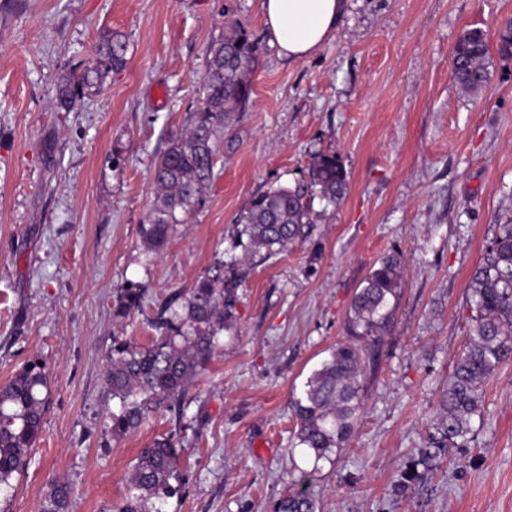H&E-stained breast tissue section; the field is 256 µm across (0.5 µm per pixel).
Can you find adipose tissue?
<instances>
[{"mask_svg":"<svg viewBox=\"0 0 512 512\" xmlns=\"http://www.w3.org/2000/svg\"><path fill=\"white\" fill-rule=\"evenodd\" d=\"M346 4L347 0H261L269 44L291 63L315 55L335 38Z\"/></svg>","mask_w":512,"mask_h":512,"instance_id":"ef3b65f1","label":"adipose tissue"}]
</instances>
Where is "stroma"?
<instances>
[{
	"instance_id": "obj_1",
	"label": "stroma",
	"mask_w": 512,
	"mask_h": 512,
	"mask_svg": "<svg viewBox=\"0 0 512 512\" xmlns=\"http://www.w3.org/2000/svg\"><path fill=\"white\" fill-rule=\"evenodd\" d=\"M512 0H348L335 39L289 64L268 43L260 0H0V385L29 360L49 382L43 430L0 512H42L53 480L69 512H102L155 439L183 438L163 512H276L294 468L313 474L317 512H512V362L485 384L463 445H437L439 393L473 312L469 283L497 225L512 220V58L494 57L479 97L453 80L469 27L497 38ZM259 44L236 148L163 250L141 226L155 155L179 129L224 23ZM123 32L125 67L64 112L62 78ZM333 152L349 189L314 201L310 237L270 259L232 248L251 198L308 181ZM404 280L391 332L365 357L364 411L344 448L296 447L291 390L348 341L354 294L383 257ZM241 285L231 330L181 410L116 439L107 382L113 339L147 344L151 317L216 261ZM143 288L120 320L118 289ZM422 481L402 486L410 465Z\"/></svg>"
}]
</instances>
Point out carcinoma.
<instances>
[{
  "instance_id": "carcinoma-1",
  "label": "carcinoma",
  "mask_w": 512,
  "mask_h": 512,
  "mask_svg": "<svg viewBox=\"0 0 512 512\" xmlns=\"http://www.w3.org/2000/svg\"><path fill=\"white\" fill-rule=\"evenodd\" d=\"M128 43L119 31L107 30L98 40L93 61L76 77L61 80L56 95L59 109L69 112L84 98L101 92L111 74L126 65ZM257 43L244 26L225 22L224 37L207 48V70L195 108L184 128L172 135L155 158L156 188L148 223L141 236L147 249L159 250L173 225L183 223L210 187L217 157L224 154V127L234 112L251 101L250 79ZM498 53L512 57V19L501 29ZM454 78L462 91L480 95L490 81L492 56L487 34L465 30L452 54ZM348 191L346 170L334 153L317 155L306 183L271 186L256 194L242 217L234 247L246 255L269 259L310 234L312 199L334 206ZM403 279L397 254L374 264L351 303L348 333L353 340L336 344L327 358L303 382L292 398L297 419L296 445L314 457L330 458L343 448L361 417L364 346L387 335ZM240 280L219 262L196 281L181 309L161 310L153 322L157 336L146 345L112 340L107 381L119 401L112 413V436L136 429L152 413L181 400L187 387L205 369L218 344V335L231 329L232 310ZM470 305L475 315L465 349L456 361L439 397V442L459 445L470 433V419L482 406L484 385L512 360V222L496 225L482 261L470 281ZM144 291L130 284L116 295L113 314L126 319L140 312ZM48 401L44 367L32 361L0 386V493L28 464L42 430ZM182 445L162 437L135 458L125 495L112 512H161L157 503L174 492ZM71 487L65 481L51 486L44 512H68ZM277 512H316L306 475L280 500Z\"/></svg>"
}]
</instances>
